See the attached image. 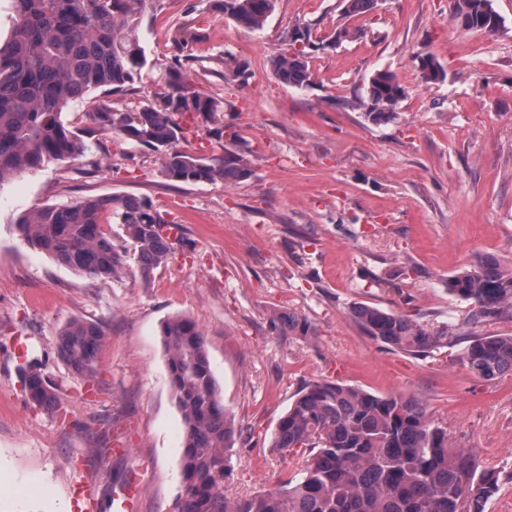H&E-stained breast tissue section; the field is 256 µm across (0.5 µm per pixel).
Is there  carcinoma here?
<instances>
[{"label": "carcinoma", "mask_w": 512, "mask_h": 512, "mask_svg": "<svg viewBox=\"0 0 512 512\" xmlns=\"http://www.w3.org/2000/svg\"><path fill=\"white\" fill-rule=\"evenodd\" d=\"M15 18L0 43V184L11 177L86 151L82 136L63 120L68 105L100 91L122 93L147 58L136 35L141 0H12ZM276 0H223L224 15L251 31L263 29ZM377 0H341L342 12L357 16ZM492 0H453L451 22L481 31L493 13ZM346 27L325 40H311V29L297 26L288 36L291 50L269 59L274 77L298 89L313 83L309 52L336 47ZM418 67L428 84L445 80L431 56ZM248 65L224 58V80L243 81ZM171 92L161 104L135 113L111 104L87 113L90 122L134 144L163 155V175L176 183L221 179L236 183L251 176L247 147L240 145L218 162L178 148L184 128L177 112L208 120L221 111L215 98L169 74ZM405 89L395 75L379 70L369 79L359 107L376 125L396 119ZM107 224L122 226L133 260L144 273L166 262L173 243L161 234L165 221L151 201L133 195L86 197L68 205H47L22 215L20 236L57 263L92 278H110L122 269L123 255ZM448 292L470 304L466 324L477 326L512 319V268L491 255H478L448 277ZM354 320L387 347L427 357L460 346L456 360L476 376L493 380L512 372V334L479 336L445 324H420L407 315L369 305L351 309ZM292 336L315 335L306 317L278 316ZM167 370L184 424L182 486L173 512H485L499 489V472L480 465L477 455L455 448L448 431L433 420L413 395H377L355 385L311 381L301 386L280 417L271 439L279 451L307 455V464L285 488L229 498L224 478L230 470L235 436L232 417L211 369L206 336L187 316L161 324ZM104 334L92 322L73 321L58 346L74 372L91 383ZM27 362L23 388L28 399L46 408L56 404L52 383Z\"/></svg>", "instance_id": "cac0c4a2"}]
</instances>
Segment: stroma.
<instances>
[{
    "instance_id": "obj_1",
    "label": "stroma",
    "mask_w": 512,
    "mask_h": 512,
    "mask_svg": "<svg viewBox=\"0 0 512 512\" xmlns=\"http://www.w3.org/2000/svg\"><path fill=\"white\" fill-rule=\"evenodd\" d=\"M492 4L503 25L489 35L452 24L451 0H379L353 17L340 0H277L254 32L226 17L220 0H143L136 32L146 66L123 93H89L64 113L84 155L0 186V512H86L88 485L98 512H110L132 479L137 512H173L183 423L160 326L178 314L205 334L235 419L226 493L283 487L303 467L302 456L273 451L271 438L298 388L326 380L418 397L456 447L500 472L486 512H512V373L484 380L447 348L392 351L351 316L365 304L461 328L469 305L449 293V275L477 254L512 264V0ZM302 24L316 37L341 25L359 35L311 52L313 84L296 89L268 60ZM183 26L192 37L180 43ZM228 53L247 62L245 82L225 81ZM426 54L445 81L424 82L417 58ZM174 66L222 106L212 122L176 115L190 129L181 150L219 160L242 139L248 179L168 182L161 153L89 122L106 99L122 112L158 104ZM381 69L406 95L397 120L375 125L357 100ZM112 194L150 199L191 248L146 275L129 258L117 276L90 278L19 235L26 212ZM288 312L307 317L315 336L275 328ZM74 320L105 333L92 386L58 350ZM20 337L57 384L58 408L29 404L14 360Z\"/></svg>"
}]
</instances>
